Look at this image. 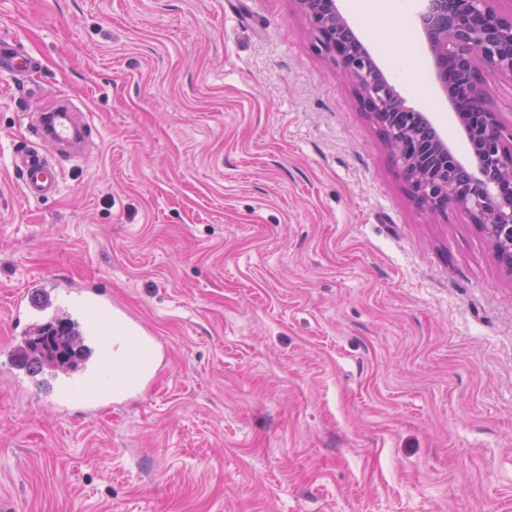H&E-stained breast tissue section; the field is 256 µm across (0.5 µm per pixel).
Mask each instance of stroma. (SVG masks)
<instances>
[{"instance_id": "1", "label": "stroma", "mask_w": 512, "mask_h": 512, "mask_svg": "<svg viewBox=\"0 0 512 512\" xmlns=\"http://www.w3.org/2000/svg\"><path fill=\"white\" fill-rule=\"evenodd\" d=\"M418 0L339 7L465 166ZM0 502L9 512H512V273L410 197L295 0H0ZM69 100L58 195L10 157ZM104 281L162 343L138 401L85 419L17 387L29 278ZM32 64V60L24 50L13 48L5 41L0 42V72L3 70L8 74L15 75L28 70Z\"/></svg>"}]
</instances>
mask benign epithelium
Segmentation results:
<instances>
[{"label":"benign epithelium","mask_w":512,"mask_h":512,"mask_svg":"<svg viewBox=\"0 0 512 512\" xmlns=\"http://www.w3.org/2000/svg\"><path fill=\"white\" fill-rule=\"evenodd\" d=\"M320 50L330 55L338 74L351 83L360 107L381 128L413 200L433 212L452 204L479 225L493 257L512 273V127L494 111L481 90L486 74L512 79V0H431V19L423 27L436 79L480 149L474 152L475 183L449 176L457 159L433 124L405 101L380 71L371 54L342 16L336 0H295ZM508 7L503 8L501 4ZM402 117L392 122V115ZM432 129L433 146L444 159L427 169L412 123Z\"/></svg>","instance_id":"1"}]
</instances>
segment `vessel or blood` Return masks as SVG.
Segmentation results:
<instances>
[{
    "mask_svg": "<svg viewBox=\"0 0 512 512\" xmlns=\"http://www.w3.org/2000/svg\"><path fill=\"white\" fill-rule=\"evenodd\" d=\"M28 54L0 42V71L16 74L28 70ZM89 124L78 121L66 107L40 114L34 130L35 146L14 152L12 167L24 195L40 201L54 197L60 187L58 170L44 149L49 145H71L90 137ZM74 314L80 326L82 352L74 370L53 375L49 407L63 416L93 414L130 400L134 391H146L153 377L145 362L155 349L156 338L143 324L115 307L104 285L74 289L62 279L32 280L16 297L12 324L16 337H24L58 310ZM16 385L37 383L32 363L15 354L10 361Z\"/></svg>",
    "mask_w": 512,
    "mask_h": 512,
    "instance_id": "b4317fda",
    "label": "vessel or blood"
}]
</instances>
